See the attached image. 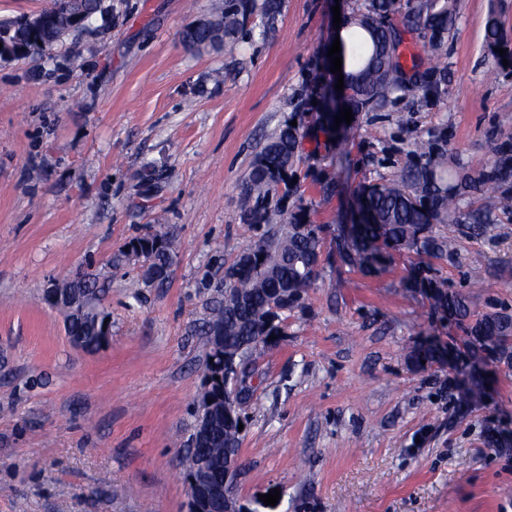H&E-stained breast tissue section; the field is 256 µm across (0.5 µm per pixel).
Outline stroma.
Segmentation results:
<instances>
[{
	"label": "stroma",
	"mask_w": 512,
	"mask_h": 512,
	"mask_svg": "<svg viewBox=\"0 0 512 512\" xmlns=\"http://www.w3.org/2000/svg\"><path fill=\"white\" fill-rule=\"evenodd\" d=\"M108 2L111 23L0 62V512H187L180 460L208 357L202 326L225 265L259 235L239 208L242 181L295 114L322 270L277 341L251 355L238 496L254 512H512V365L474 363L465 327L410 285L414 254L393 251L368 274L336 249L357 190L413 163L416 140L444 137L472 169L492 163L512 72L498 71L483 25L493 6L512 30V0H458L439 96L397 94L332 135L319 118L323 46L334 10L362 0H283L274 32L219 53L181 41L215 0ZM327 176L339 185L328 198ZM149 230L173 237L177 258L135 299L138 265L109 260ZM430 265L473 314L512 313V214L480 236L457 232L455 254ZM88 267L112 318L96 352L74 347L42 300L51 280ZM430 341L446 357L413 365L409 351ZM491 430L508 445L487 446Z\"/></svg>",
	"instance_id": "1"
}]
</instances>
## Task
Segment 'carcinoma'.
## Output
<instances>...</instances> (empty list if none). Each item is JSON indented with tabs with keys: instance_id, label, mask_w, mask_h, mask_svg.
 <instances>
[{
	"instance_id": "carcinoma-1",
	"label": "carcinoma",
	"mask_w": 512,
	"mask_h": 512,
	"mask_svg": "<svg viewBox=\"0 0 512 512\" xmlns=\"http://www.w3.org/2000/svg\"><path fill=\"white\" fill-rule=\"evenodd\" d=\"M52 0L41 10L50 24L38 31L6 29L0 31V42L6 47L23 45L36 52L40 46H51L57 39V26L69 23L62 5ZM394 0H366L344 20L350 31V43L340 41L343 76L351 94L346 106L352 112H372L384 107L398 92L404 81L403 64L398 48L402 32L421 35L432 52H439L452 36L456 19V0H408V10L399 23L391 20ZM281 0H222V6L211 14L206 27L191 26L182 32V42L190 50L233 51L239 35L259 16L273 24L280 12ZM485 44L497 60L508 61L512 68V35L508 34L495 11L485 19ZM507 50L500 56L499 49ZM412 70L418 89L430 93L445 79V69L433 64L428 68L431 78L420 76V61L411 56ZM491 165L471 170L429 141L415 142V153L425 162L405 167L395 179L365 185L357 196L356 208L365 214L361 234L343 239L338 245L342 260L353 268L367 272L381 269L387 255L377 242L398 251L424 257H451L455 254V236L439 232L438 224H464L473 236L486 231L499 214L512 213V137L494 149ZM303 153L300 126L286 120L265 139L245 178L239 197L244 220L264 226L262 234L247 245L229 268L235 279L224 283L222 298L211 307L206 326L224 324V351L232 353L241 346L252 352L259 345L269 344V336L279 333V322L271 316L292 309L286 297L299 298L319 278L317 255L324 241L320 226L308 220V207L301 203L289 212L279 208L288 196L297 193L289 179H276L275 174L293 171ZM495 193L494 202L479 208L468 205L487 192ZM138 244L150 268L160 270L173 265L176 251L173 240L165 233H146L129 241ZM429 266L420 264L413 278L431 285V299L444 313L463 321L470 320L468 333L484 357L512 363V314L495 312L471 318L466 298L448 292L444 284L426 276ZM63 291L85 295V310L66 330L69 336L85 338L88 349L97 350L106 343L102 328L110 313L102 305L106 288L99 277L90 273L79 285L72 280L60 281ZM416 362L427 364L441 360L433 345L422 344L410 352ZM241 434L234 425L220 424L215 430L205 456L211 469V481L224 484V452L238 451Z\"/></svg>"
}]
</instances>
